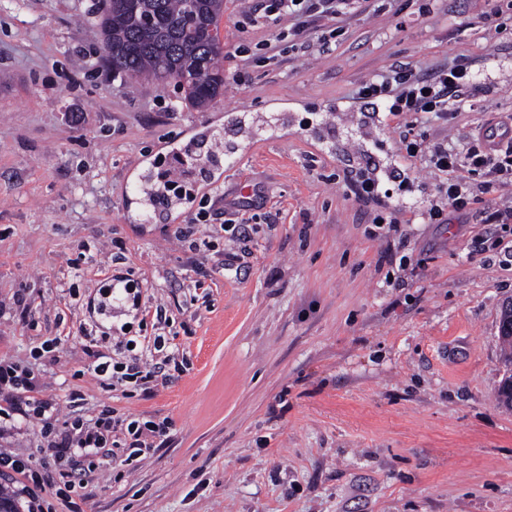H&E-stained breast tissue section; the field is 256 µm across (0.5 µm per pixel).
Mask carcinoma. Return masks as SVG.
Returning a JSON list of instances; mask_svg holds the SVG:
<instances>
[{
    "mask_svg": "<svg viewBox=\"0 0 512 512\" xmlns=\"http://www.w3.org/2000/svg\"><path fill=\"white\" fill-rule=\"evenodd\" d=\"M97 25L112 75L166 82L190 77L182 99L205 110L224 93V43L218 23L224 0H126L115 10L102 0Z\"/></svg>",
    "mask_w": 512,
    "mask_h": 512,
    "instance_id": "carcinoma-1",
    "label": "carcinoma"
}]
</instances>
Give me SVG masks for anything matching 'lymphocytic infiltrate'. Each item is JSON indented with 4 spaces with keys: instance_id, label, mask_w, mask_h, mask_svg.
<instances>
[{
    "instance_id": "f902f5d3",
    "label": "lymphocytic infiltrate",
    "mask_w": 512,
    "mask_h": 512,
    "mask_svg": "<svg viewBox=\"0 0 512 512\" xmlns=\"http://www.w3.org/2000/svg\"><path fill=\"white\" fill-rule=\"evenodd\" d=\"M362 0H263L267 15L294 18L305 24L318 18L339 19L357 12ZM480 88L475 72L468 65L454 64L441 68L429 76L415 73L410 64H396L391 75L380 81L364 84L359 91L361 99L379 102L389 121L403 123L407 118L423 114L447 120L450 110L462 109ZM482 134L471 135L462 146L439 142L427 147L417 142H406L405 163L416 158H427L438 175L443 178V201L449 209L466 211L473 202L471 192L460 172L467 169L485 175L483 192L512 186V139L500 143L497 149L486 150ZM88 370L101 384L117 387L146 384L168 378V360L143 363L132 360L124 364L114 361L109 353L89 349ZM0 434L16 418H35L41 425L40 433L58 464L55 495L72 502L87 485L86 472L96 469L105 457L116 433L128 437L131 456L149 455L154 441L167 433L164 420L141 421L117 414L115 410H102L93 419L72 413L67 419L57 417V403L53 397L43 395L42 383L32 369L0 361Z\"/></svg>"
}]
</instances>
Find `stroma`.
I'll return each mask as SVG.
<instances>
[{
  "instance_id": "obj_1",
  "label": "stroma",
  "mask_w": 512,
  "mask_h": 512,
  "mask_svg": "<svg viewBox=\"0 0 512 512\" xmlns=\"http://www.w3.org/2000/svg\"><path fill=\"white\" fill-rule=\"evenodd\" d=\"M259 0H224V93L203 112L173 85L113 76L93 0H0V359L40 371L43 391L169 422L146 459L88 473L79 512H512V410L501 303L512 298V223L441 202L428 162L404 165L399 135L356 97L396 61L426 74L471 63V108L415 127L461 143L512 115V10L484 0H367L305 28L253 22ZM192 147L221 173L192 202L147 204L156 161ZM361 172L378 200L357 201ZM417 212H402L403 197ZM248 224L233 242L199 209ZM137 287L100 307L105 276ZM166 309L142 316L133 300ZM154 337L178 370L107 388L86 373L87 335ZM60 338L56 361L32 350ZM0 444L29 459L52 512V452L36 422Z\"/></svg>"
}]
</instances>
